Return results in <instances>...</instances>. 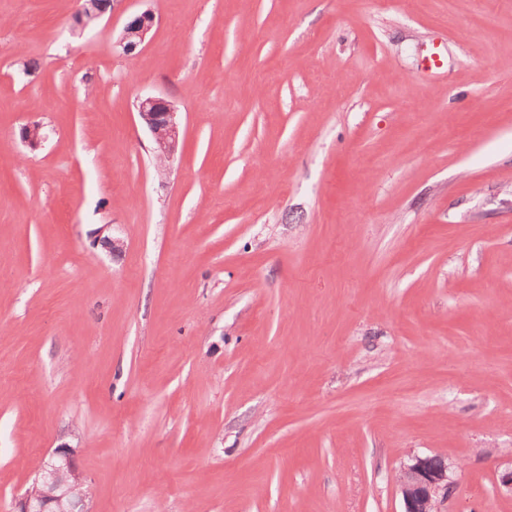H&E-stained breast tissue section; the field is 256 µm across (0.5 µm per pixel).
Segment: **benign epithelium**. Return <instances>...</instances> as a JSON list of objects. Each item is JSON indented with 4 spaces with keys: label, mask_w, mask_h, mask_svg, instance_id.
Segmentation results:
<instances>
[{
    "label": "benign epithelium",
    "mask_w": 512,
    "mask_h": 512,
    "mask_svg": "<svg viewBox=\"0 0 512 512\" xmlns=\"http://www.w3.org/2000/svg\"><path fill=\"white\" fill-rule=\"evenodd\" d=\"M123 0H88L73 15L76 27H85L106 15H113ZM155 25V16L144 11L131 16L123 26L117 42L122 52L132 54L141 46ZM137 113L150 133L156 157L173 161L179 145V121L172 104L163 97H146L137 104ZM21 138L31 147L40 145L44 136L42 125L28 124L21 130ZM451 466L436 456H415L404 465L398 478L402 495V512H434L436 498L441 490L451 485ZM35 483L43 491H26L15 501L14 512H89L87 497L82 488L89 485L88 477L79 471L73 450L60 445L43 462Z\"/></svg>",
    "instance_id": "obj_1"
}]
</instances>
